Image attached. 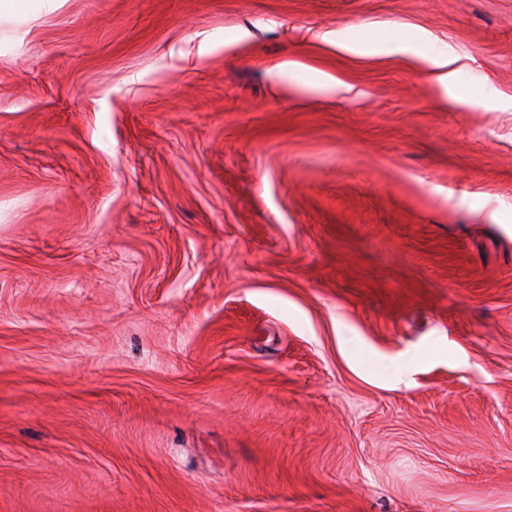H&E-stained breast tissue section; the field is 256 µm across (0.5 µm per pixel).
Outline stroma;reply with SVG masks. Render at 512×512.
Wrapping results in <instances>:
<instances>
[{"instance_id":"stroma-1","label":"stroma","mask_w":512,"mask_h":512,"mask_svg":"<svg viewBox=\"0 0 512 512\" xmlns=\"http://www.w3.org/2000/svg\"><path fill=\"white\" fill-rule=\"evenodd\" d=\"M0 512H512V0H0ZM427 57L430 67L428 77L448 91L456 81L457 71L453 68L455 60L448 56L447 50L434 51L433 55Z\"/></svg>"}]
</instances>
